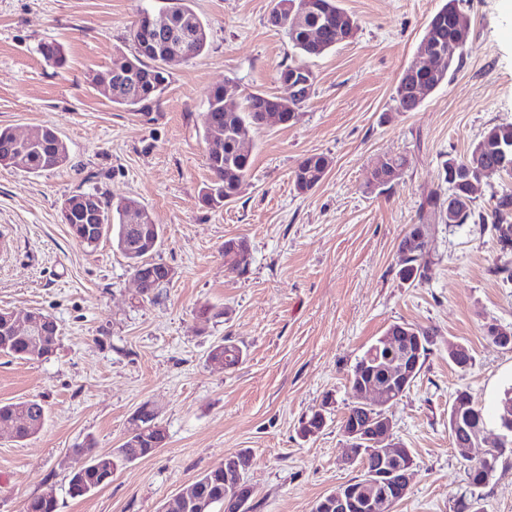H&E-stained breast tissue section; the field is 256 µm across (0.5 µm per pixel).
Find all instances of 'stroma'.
Here are the masks:
<instances>
[{"mask_svg": "<svg viewBox=\"0 0 512 512\" xmlns=\"http://www.w3.org/2000/svg\"><path fill=\"white\" fill-rule=\"evenodd\" d=\"M445 2L341 0L359 22L355 38L311 60L316 82L298 122L256 131L240 194L213 210L199 198L211 177L200 114L216 85L237 101L258 90L283 94L276 74L288 38L268 23L272 0H192L208 48L169 65L168 85L146 112L113 106L86 76L132 54L140 13L162 18L167 0H0V127L19 135L53 128L72 159L40 174L0 169V309L40 310L59 332L49 358L0 355V402L34 398L48 411L28 441L0 431V512H22L49 490L58 512H159L243 448L254 459L247 478L256 512H311L360 474L344 461L349 375L395 322L436 331L420 375L392 409L393 435L414 460L395 512H454L469 496V463L452 444L448 408L457 390H469L487 439L498 435L512 350L483 327H512V280L498 272L512 270V249L491 229L435 218L425 276L408 283L398 275V244L424 198L445 189L448 156L469 153L487 127L512 123V0H460L470 26L460 70L416 111H399V77ZM48 41L63 44L65 67L39 54ZM314 153L330 166L302 194L291 174ZM394 154L411 161L400 183L367 188L369 171ZM83 192L135 199L162 226L153 258L176 275L155 299L140 295L111 240L88 252L72 239L60 205ZM231 238L251 250L240 276L224 271ZM204 305L217 317H201ZM225 338L246 352L231 369L207 360ZM452 342L469 347V370L449 362ZM327 395L326 427L302 438L301 420ZM146 402L166 445L120 467L94 494L70 497L73 448L89 438L101 453L118 447ZM480 507L512 512V459L500 461Z\"/></svg>", "mask_w": 512, "mask_h": 512, "instance_id": "35a3bbf8", "label": "stroma"}]
</instances>
